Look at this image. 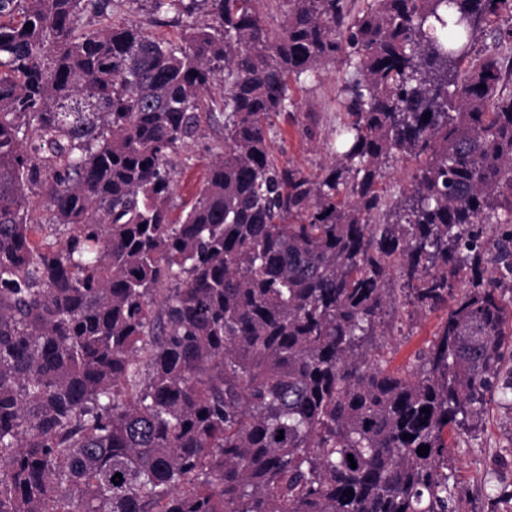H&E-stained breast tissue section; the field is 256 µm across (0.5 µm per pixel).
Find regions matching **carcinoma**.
Returning <instances> with one entry per match:
<instances>
[{
  "label": "carcinoma",
  "instance_id": "cac0c4a2",
  "mask_svg": "<svg viewBox=\"0 0 512 512\" xmlns=\"http://www.w3.org/2000/svg\"><path fill=\"white\" fill-rule=\"evenodd\" d=\"M265 2L150 0L197 16L176 48L112 0H0V512H457L448 438L512 394V90L476 49L512 50V0H276L275 37ZM338 60L349 122L314 179L270 118ZM204 111L224 141L174 221ZM395 265L447 310L402 373L368 352ZM413 169L414 164L404 158H390L383 163L379 187L383 189L389 204L395 203L405 192Z\"/></svg>",
  "mask_w": 512,
  "mask_h": 512
}]
</instances>
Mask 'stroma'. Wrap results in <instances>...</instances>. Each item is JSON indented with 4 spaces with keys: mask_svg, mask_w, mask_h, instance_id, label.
Returning <instances> with one entry per match:
<instances>
[{
    "mask_svg": "<svg viewBox=\"0 0 512 512\" xmlns=\"http://www.w3.org/2000/svg\"><path fill=\"white\" fill-rule=\"evenodd\" d=\"M112 20L140 24L176 47L192 23L191 17L175 11L154 23L147 0H119ZM352 77V69L338 63L293 84L289 112L271 118L279 162L294 163L312 177H321L332 160L335 131L345 120L343 88ZM223 138V122L202 119L196 141L174 158L178 199L191 200L198 192ZM444 316L441 310H389L384 318L389 368L399 370L413 362ZM447 473L458 512H512V402L490 395L481 413L466 419L448 453Z\"/></svg>",
    "mask_w": 512,
    "mask_h": 512,
    "instance_id": "1",
    "label": "stroma"
}]
</instances>
